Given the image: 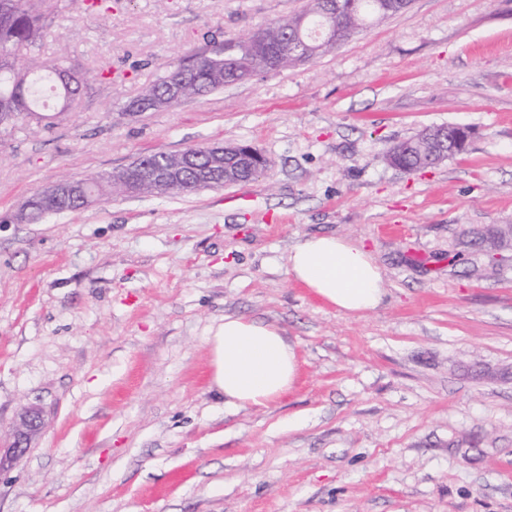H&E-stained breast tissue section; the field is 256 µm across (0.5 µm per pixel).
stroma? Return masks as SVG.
<instances>
[{
	"instance_id": "35a3bbf8",
	"label": "stroma",
	"mask_w": 512,
	"mask_h": 512,
	"mask_svg": "<svg viewBox=\"0 0 512 512\" xmlns=\"http://www.w3.org/2000/svg\"><path fill=\"white\" fill-rule=\"evenodd\" d=\"M305 0H120L50 15L39 54L105 69L69 112L0 135V512H512V0H412L311 63L168 108H129L204 47ZM468 151L406 173L424 128ZM247 143L268 168L187 196L114 192L18 221L63 178L139 155ZM364 245L386 297L361 316L286 272L291 248ZM237 315L280 326L301 362L266 408L225 406L206 338ZM430 132L435 142V149L429 166H434L456 154L462 144H467L472 137L470 129L462 125L432 126ZM22 436H16L15 440L9 445V455L17 456L24 451L22 444L27 442L31 435L37 433L43 425L44 415L40 408L25 409L19 416Z\"/></svg>"
}]
</instances>
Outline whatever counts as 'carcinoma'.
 I'll return each instance as SVG.
<instances>
[{
	"instance_id": "cac0c4a2",
	"label": "carcinoma",
	"mask_w": 512,
	"mask_h": 512,
	"mask_svg": "<svg viewBox=\"0 0 512 512\" xmlns=\"http://www.w3.org/2000/svg\"><path fill=\"white\" fill-rule=\"evenodd\" d=\"M49 8H54L53 0H0V102L8 103V108L0 107V131L13 128L19 119L37 117L45 111L40 79L50 81L56 112L69 111L85 83L58 59L49 64L40 56L31 55L22 66L16 64L14 51L36 47L46 38ZM404 8L402 0H336V15L324 18L320 16L324 0H308L304 12L264 25L244 38L208 41L206 48L184 56L167 73L143 87L130 107L137 112L156 111L222 89L226 70L249 76L263 73L262 61L252 54V41L257 36L274 52L286 35L299 31L307 45L309 62L337 48L369 23ZM430 147L429 135L420 132L413 137L409 150L401 151L394 145L390 151L396 153V166L411 173L426 167ZM82 182L84 196L75 197L54 211L35 207L20 215V220L38 223L53 213L83 209L85 197L96 202L112 194V182L103 176H87Z\"/></svg>"
}]
</instances>
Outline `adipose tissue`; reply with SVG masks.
I'll return each mask as SVG.
<instances>
[{"mask_svg": "<svg viewBox=\"0 0 512 512\" xmlns=\"http://www.w3.org/2000/svg\"><path fill=\"white\" fill-rule=\"evenodd\" d=\"M287 272L339 313L376 310L386 291L379 266L363 245L336 235H310L289 252ZM211 388L233 407H265L294 386L299 360L283 330L272 323L225 316L207 338Z\"/></svg>", "mask_w": 512, "mask_h": 512, "instance_id": "ef3b65f1", "label": "adipose tissue"}]
</instances>
